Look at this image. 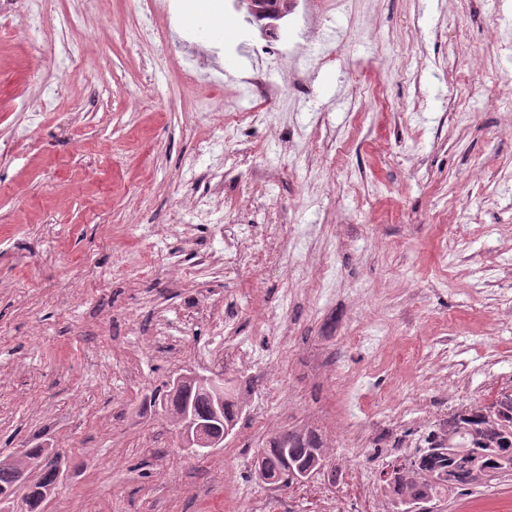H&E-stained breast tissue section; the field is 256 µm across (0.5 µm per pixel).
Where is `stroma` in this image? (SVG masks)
Listing matches in <instances>:
<instances>
[{
  "mask_svg": "<svg viewBox=\"0 0 512 512\" xmlns=\"http://www.w3.org/2000/svg\"><path fill=\"white\" fill-rule=\"evenodd\" d=\"M230 45L188 20L130 44L128 0H43L39 23L0 28V453L37 445L64 469L39 512H243L240 492L309 504L296 487L270 490L251 474L257 448L297 427L315 429L330 455L321 479L345 481L382 458L362 439L370 418L421 402L448 414L512 387V0H353L335 10L301 68L308 89L275 102L274 128L250 133L251 160L275 172L283 233L267 259L215 274L195 254L219 226L194 223L200 107L220 114L252 63L260 32L234 0ZM466 11L455 29L457 11ZM381 29L378 46L366 33ZM340 65L312 69L324 47ZM381 98L362 99L356 65ZM456 68L470 89L458 100ZM90 72L70 80L71 70ZM191 224L176 284L152 280L165 261L158 235L133 224ZM132 263L97 290L112 249ZM328 253L337 278L314 297L289 287L307 251ZM221 302L259 364L231 362L224 377L245 408L222 448L188 454L157 389L208 370L223 326ZM288 322L289 339L263 333L262 316ZM173 327L166 344L158 324ZM334 355L320 370L316 348ZM280 401L265 406L267 390ZM444 512H512V481L448 501Z\"/></svg>",
  "mask_w": 512,
  "mask_h": 512,
  "instance_id": "1",
  "label": "stroma"
}]
</instances>
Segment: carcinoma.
I'll return each instance as SVG.
<instances>
[{"label":"carcinoma","mask_w":512,"mask_h":512,"mask_svg":"<svg viewBox=\"0 0 512 512\" xmlns=\"http://www.w3.org/2000/svg\"><path fill=\"white\" fill-rule=\"evenodd\" d=\"M276 0H250L251 20L260 22L277 13ZM170 418L178 421L182 406L190 404L200 412L210 410L211 401L203 386L192 381L177 392L158 393ZM496 410L488 405L460 409L451 414L454 424L448 436L439 435L441 425L418 437L411 450L413 460L397 456L387 465L402 470L400 483L388 487L392 512H398L405 500H420L437 510L450 498L464 491L487 486L492 481L512 480V389L494 399ZM241 404L236 394L224 401V425L235 427ZM47 448H26L21 453L0 454V495L27 491L30 507L41 503L60 481L58 465L46 461ZM327 452L320 436L306 428L284 431L269 438L262 454L254 456L256 478L276 477L279 486L294 484L290 470L321 474Z\"/></svg>","instance_id":"carcinoma-1"}]
</instances>
